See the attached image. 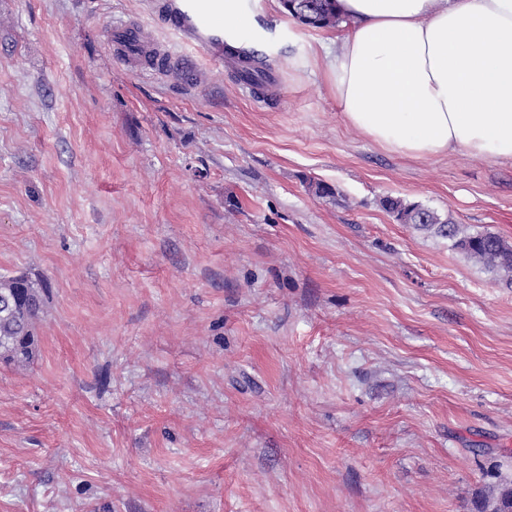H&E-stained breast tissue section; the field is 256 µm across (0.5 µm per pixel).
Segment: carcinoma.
Returning a JSON list of instances; mask_svg holds the SVG:
<instances>
[{
	"label": "carcinoma",
	"mask_w": 512,
	"mask_h": 512,
	"mask_svg": "<svg viewBox=\"0 0 512 512\" xmlns=\"http://www.w3.org/2000/svg\"><path fill=\"white\" fill-rule=\"evenodd\" d=\"M292 17L314 29H333L343 22L336 13V0H282ZM382 208L402 224L432 231L448 239L453 249L476 260L495 280L512 288V244L491 233L466 235L451 219L443 220L418 203L386 196ZM45 289L24 276L0 278V363L27 362L37 346L35 322L43 311ZM506 481L496 492V512H512V489Z\"/></svg>",
	"instance_id": "1"
}]
</instances>
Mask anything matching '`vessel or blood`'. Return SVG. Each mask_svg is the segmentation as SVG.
I'll list each match as a JSON object with an SVG mask.
<instances>
[{
  "mask_svg": "<svg viewBox=\"0 0 512 512\" xmlns=\"http://www.w3.org/2000/svg\"><path fill=\"white\" fill-rule=\"evenodd\" d=\"M151 11L161 17L173 42L151 39L142 22L118 20L109 27L115 55L128 67L161 76L183 66L180 46L202 50L215 64L224 62V4L222 0H151Z\"/></svg>",
  "mask_w": 512,
  "mask_h": 512,
  "instance_id": "1",
  "label": "vessel or blood"
}]
</instances>
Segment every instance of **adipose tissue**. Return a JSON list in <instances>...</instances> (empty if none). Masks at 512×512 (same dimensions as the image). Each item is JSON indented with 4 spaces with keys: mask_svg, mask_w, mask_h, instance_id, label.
Here are the masks:
<instances>
[{
    "mask_svg": "<svg viewBox=\"0 0 512 512\" xmlns=\"http://www.w3.org/2000/svg\"><path fill=\"white\" fill-rule=\"evenodd\" d=\"M322 80L348 126L383 151L512 162V0H337Z\"/></svg>",
    "mask_w": 512,
    "mask_h": 512,
    "instance_id": "ef3b65f1",
    "label": "adipose tissue"
}]
</instances>
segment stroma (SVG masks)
<instances>
[{
	"label": "stroma",
	"instance_id": "1",
	"mask_svg": "<svg viewBox=\"0 0 512 512\" xmlns=\"http://www.w3.org/2000/svg\"><path fill=\"white\" fill-rule=\"evenodd\" d=\"M247 3L265 100L191 48L194 82L128 68L112 16L171 39L147 0H0V276L47 290L0 364V512H469L512 480V288L380 204L512 242V163L383 152L292 68L327 30Z\"/></svg>",
	"mask_w": 512,
	"mask_h": 512
}]
</instances>
